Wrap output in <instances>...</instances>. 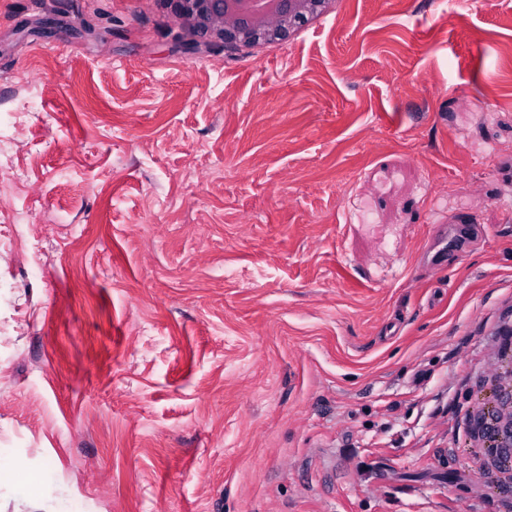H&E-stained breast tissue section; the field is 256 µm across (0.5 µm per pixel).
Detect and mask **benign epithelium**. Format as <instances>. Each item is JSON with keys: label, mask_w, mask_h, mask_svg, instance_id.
Returning a JSON list of instances; mask_svg holds the SVG:
<instances>
[{"label": "benign epithelium", "mask_w": 512, "mask_h": 512, "mask_svg": "<svg viewBox=\"0 0 512 512\" xmlns=\"http://www.w3.org/2000/svg\"><path fill=\"white\" fill-rule=\"evenodd\" d=\"M176 20L179 47L187 55L208 47L251 46L286 39L306 18L336 0H165Z\"/></svg>", "instance_id": "obj_1"}]
</instances>
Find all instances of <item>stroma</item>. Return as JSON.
I'll list each match as a JSON object with an SVG mask.
<instances>
[{
    "label": "stroma",
    "mask_w": 512,
    "mask_h": 512,
    "mask_svg": "<svg viewBox=\"0 0 512 512\" xmlns=\"http://www.w3.org/2000/svg\"><path fill=\"white\" fill-rule=\"evenodd\" d=\"M174 33L0 0V512H512V0ZM69 495V490L62 486L45 484L37 506L41 512H68Z\"/></svg>",
    "instance_id": "obj_1"
}]
</instances>
